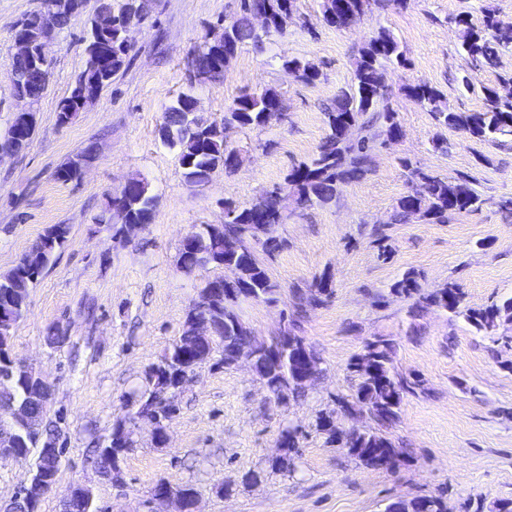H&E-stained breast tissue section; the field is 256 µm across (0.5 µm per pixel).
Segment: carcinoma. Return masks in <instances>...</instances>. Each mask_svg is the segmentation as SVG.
Segmentation results:
<instances>
[{
    "label": "carcinoma",
    "mask_w": 512,
    "mask_h": 512,
    "mask_svg": "<svg viewBox=\"0 0 512 512\" xmlns=\"http://www.w3.org/2000/svg\"><path fill=\"white\" fill-rule=\"evenodd\" d=\"M296 0H240L236 18L222 26L224 43L208 38L194 51L189 73L203 80L224 78V67L219 63L222 47L239 49L250 45L257 52L265 50L266 39L273 33H282L293 19ZM262 6L270 12L271 24L265 31L254 26L253 7ZM381 0H321L323 21L336 28L348 23H358ZM152 0H96L97 12L112 16V29L103 35L90 28L85 42V62L69 96L57 106V120L64 124L68 114L78 112V98L82 92L100 94L129 62L131 48L124 45L123 30L133 19L145 22L151 12ZM460 31V51L476 69L498 67L502 50L512 47V22L501 20L496 12L485 9L482 23L475 25L466 14L453 18ZM43 27V12L27 14L15 26L13 37L37 36ZM405 52L394 36L386 29L372 35L360 48L353 63L351 84L340 91L332 105L324 112L328 133L309 162L293 167L280 184L263 192L260 207L240 206L224 201V210L234 214L222 224H206L199 231L189 234L182 242L178 264L194 270L212 265L232 268L237 279L223 282L224 299L208 300V294L218 279L213 278L200 289L181 326L180 335L155 362L143 371L138 389L123 397L124 405L143 413L157 414L164 422L171 412L178 411L177 400L166 402V394L175 391L179 377L185 372H196L210 362L209 347L197 342L191 335L194 319L205 313L212 327L220 358L216 364L232 367L234 356L246 351L249 328L239 315V306L245 301L272 302L278 294V285L271 280L268 266L256 255V246L270 259L283 250L284 241L267 236L268 226L285 220L287 199L293 198L301 206L325 205L334 201L340 188L367 173V154L376 141L386 135L401 137V127L396 112L389 105V88L385 72L390 67H404ZM284 67L293 69L298 80L306 84L316 82L321 71L311 60L292 58ZM50 74V66H40L30 57H14L11 76L24 83L32 105H38ZM512 89V76L499 79V86L484 88L485 107L480 112H456L448 106L443 94L426 85H408L405 95L431 113L443 126L460 130L472 138L497 142L512 138V95L506 96L504 88ZM194 93L181 94L164 109V119L159 128L160 137L176 150V158L186 182L198 186L211 181L218 170L231 171L236 165L234 150L227 145L226 132L230 129H254L266 126L273 113L285 109V99L275 88L266 87L245 91L224 112V120L217 122L194 112L190 108ZM415 188L400 197L391 216L393 224H407L415 218L434 224H446L449 217L466 211L477 210L482 197L465 176L447 179L419 168L410 169ZM127 209V219L133 224H149L155 208V197L140 183L123 192L118 198ZM68 224L49 226L18 264L0 274V308L10 309L17 317L26 312L31 288L49 265L55 251L64 245L70 235ZM236 238L239 250L224 252V240ZM316 293H295V314L309 307L324 305L332 294L329 282L321 279L313 285ZM390 295L412 299L416 311L440 308L463 317L477 332L491 334L501 322L512 320V298L482 309L462 306L463 295L459 288L448 284L442 288L423 291L416 274L409 272L390 287ZM14 326L0 324V401L22 406L34 429L17 426L11 437L20 462H32L34 469L56 474L60 457L50 446L58 441L54 421L47 418V402L28 394L32 371L16 367L11 360V339ZM393 341L377 336L366 343L362 353L348 364V370L358 378L351 398H336V403L347 413L364 412L372 426L364 430L343 432L336 428L333 416L322 412L316 418V430L327 435L328 442L346 451L362 465L374 469H391L402 455L401 449L386 436L385 430L399 419L404 398L415 393L419 381L395 371L392 354ZM252 367L267 390L279 403L289 397L303 396L302 385L295 381L297 366L293 356L281 347V355L273 359L257 354ZM135 413L117 418L112 423L109 437L91 449L95 468L104 477L120 480L122 467L111 463L110 470H101L107 455L123 460L133 445ZM278 444L284 455L268 464L273 472L295 471L298 448V429L292 425L281 430ZM175 491L191 502L198 494L189 483L171 484L159 481L153 492ZM385 512H450L448 500L441 494L418 495L389 503Z\"/></svg>",
    "instance_id": "obj_1"
}]
</instances>
